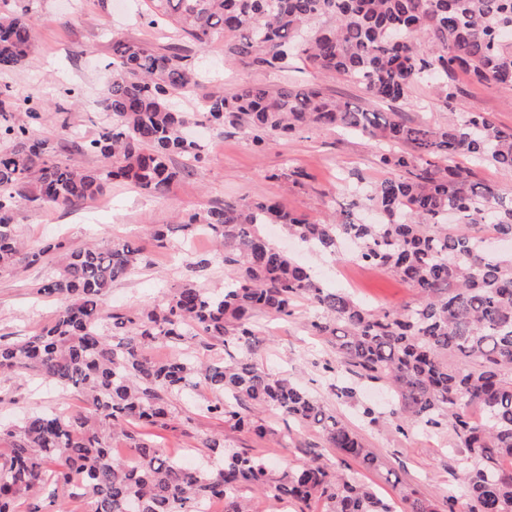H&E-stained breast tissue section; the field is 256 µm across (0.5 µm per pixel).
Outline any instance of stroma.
I'll list each match as a JSON object with an SVG mask.
<instances>
[{"label":"stroma","instance_id":"stroma-1","mask_svg":"<svg viewBox=\"0 0 512 512\" xmlns=\"http://www.w3.org/2000/svg\"><path fill=\"white\" fill-rule=\"evenodd\" d=\"M1 9L24 15L34 36L27 60L12 70H0V87H9L15 97L13 122H27L32 105L51 110V160L78 168L97 166L98 158L76 151L73 140L94 136L107 119L102 100L111 81L107 63L113 41L133 40L164 47L171 44V37L144 22V0H0ZM231 40V35H216L204 54L189 56L193 62L204 59L212 79L177 95L176 102L198 115V124L206 133L205 158L182 173L166 194H149L129 183H114L102 195L69 207L40 209L24 204L15 214L21 238L32 245L57 238L77 245L88 240L104 245L125 239L143 248L147 265L113 285L102 301L105 311L150 307L162 299L167 287L185 279L205 288L223 285L222 267L213 265L196 272L188 267L193 258L213 251L214 241L208 233H178L169 247H156L152 230L173 223L177 214L227 200L273 198L287 210L322 221L334 212L352 210L355 175L370 181L386 175L375 164L379 143L360 134L309 129L260 151L248 133H227L208 125L203 117L205 95L217 89L232 93L253 85L274 90L287 82L316 80L328 93L368 111L388 109L361 85L317 76L299 62L281 72L230 61L225 49ZM450 81L458 90L453 104H444L430 86L418 83L408 101L399 105V112L411 121L445 126L477 107L488 112L496 123L512 126V92L492 83L473 82L461 72L453 74ZM295 167L307 174L299 185L285 176ZM300 260L327 286L348 289L367 306L394 310L419 300L413 288L389 271L350 259L332 264L326 255L315 252L302 254ZM42 279L41 270L36 268L0 273V336L15 340L31 335L54 317L57 301L36 294ZM313 315L311 304L300 300L291 317L260 316L263 336L250 358L271 373L305 386L365 441L377 455L379 469L366 470L354 461H343L336 449L325 446L316 429L305 424H283L272 409L264 411L262 418L274 429H287L288 445L279 448L268 441L256 442L223 420L198 411V404L220 397L219 392L205 385L176 401L179 421L176 429L166 434L169 450L197 462L206 455L203 440L218 436L228 447L264 454L276 472L316 455L336 470L358 473L385 499L396 501L401 491L412 490L432 501L438 512H469L470 501L459 482L465 455L451 428L396 425L390 415L393 400L386 381L358 382L342 367L332 373L326 371V364H335L336 354L326 339L311 331ZM351 383L357 386L355 398L341 397L339 388ZM58 407L75 413L85 410L86 405L78 395L63 401L53 386H38L25 379L0 385L2 423L11 422L23 412ZM367 407L373 409V416H364Z\"/></svg>","mask_w":512,"mask_h":512}]
</instances>
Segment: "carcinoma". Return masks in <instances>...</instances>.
Masks as SVG:
<instances>
[{"mask_svg":"<svg viewBox=\"0 0 512 512\" xmlns=\"http://www.w3.org/2000/svg\"><path fill=\"white\" fill-rule=\"evenodd\" d=\"M149 25L174 27L197 49L231 33L232 61L284 71L303 60L321 74L365 87L390 104L408 99L427 80L449 105L456 72L512 91V0H146ZM33 33L21 16L0 13V67L19 65ZM112 83L103 100L109 121L74 143L101 164L76 168L48 160L50 142L38 135L41 113L26 124L8 118L14 100L0 90V272L17 266L48 271L37 293L61 303L54 318L22 340H0V383L19 377L51 381L65 401L83 396L88 412L58 409L0 423V512H72L88 501L93 512H252L242 492L252 488L282 502L321 512H398L358 478L318 458L271 474L261 456L203 442L212 463L186 468L152 439L173 428V401L203 383L223 398L201 408L259 440L275 436L253 408L316 428L342 460L365 469L378 457L335 413L301 384L276 376L244 352L259 341V314L286 318L299 299L315 309L312 331L336 358L368 380L386 379L397 397L393 418L438 427L448 422L472 464L462 472L469 512H512V256L487 250V237L457 231L479 225L512 239V196L471 179L457 162L471 157L512 172V126L472 108L452 125L409 123L399 113L364 112L317 84L277 90L250 86L206 100V118L243 129L262 149L311 128H338L383 138L394 147L375 164L397 178L358 179L357 207L378 215L368 224L349 212L311 221L274 199L226 201L152 231L165 248L178 231L204 228L216 249L195 262L224 266V288L209 291L186 280L145 309L102 313L113 283L142 262V250L116 239L105 246L66 240L25 246L14 214L21 203L61 207L93 199L114 182L165 193L205 146L185 134L189 117L173 95L199 85L204 72L185 55L147 43L115 41L108 63ZM265 224H281L300 242L332 257L343 240L356 258L393 272L421 295L399 310L381 311L349 293L326 288L314 273L273 245ZM233 346L238 354L208 365L189 349ZM158 347L170 356L153 355ZM458 357L465 367L454 368ZM473 404L472 419L461 406Z\"/></svg>","mask_w":512,"mask_h":512,"instance_id":"cac0c4a2","label":"carcinoma"}]
</instances>
